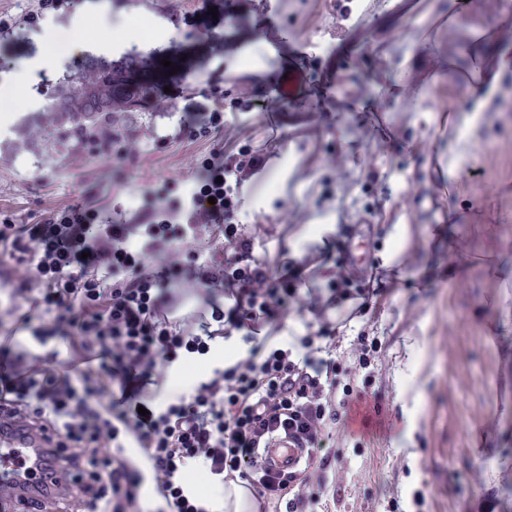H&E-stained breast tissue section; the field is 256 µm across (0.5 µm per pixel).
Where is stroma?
Here are the masks:
<instances>
[{"mask_svg": "<svg viewBox=\"0 0 512 512\" xmlns=\"http://www.w3.org/2000/svg\"><path fill=\"white\" fill-rule=\"evenodd\" d=\"M0 0V90L25 104L0 124V215L33 224L76 204H90L118 223L148 206L179 207L191 180L168 177L218 150L266 149V170L249 186L238 221L253 240L252 258L296 257V242L322 224L368 226L355 234L352 257L385 272L384 296L339 329L332 358H346L359 334L379 337L382 367L375 387L383 430L336 440L338 461L325 472L322 512H512V361L501 352L512 336V24L486 0H354L350 34L308 56L296 42L328 21L323 0ZM216 14H209V7ZM176 11L170 31L144 47L141 68L181 64L163 76L171 112L140 113L128 154L105 157L76 147L68 125L25 146L27 163L4 143L7 129L31 128L64 72L80 76L100 58L93 43L114 25ZM88 22L74 33L73 19ZM88 43L74 49V37ZM61 68L18 79L43 54ZM487 62L497 77L462 109L463 69ZM290 92L284 127L269 134L264 119L243 112L223 131L200 132L204 114L225 104L239 68ZM431 84L405 107L402 82ZM446 109L431 111L432 93ZM385 94L384 121L395 139L368 134L365 112ZM450 177L454 196L433 177ZM490 447H482V437Z\"/></svg>", "mask_w": 512, "mask_h": 512, "instance_id": "obj_1", "label": "stroma"}]
</instances>
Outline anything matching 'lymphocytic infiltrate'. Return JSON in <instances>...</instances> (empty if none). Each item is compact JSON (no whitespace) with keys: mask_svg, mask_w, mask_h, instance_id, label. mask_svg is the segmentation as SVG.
I'll use <instances>...</instances> for the list:
<instances>
[{"mask_svg":"<svg viewBox=\"0 0 512 512\" xmlns=\"http://www.w3.org/2000/svg\"><path fill=\"white\" fill-rule=\"evenodd\" d=\"M265 165L259 150L214 154L199 170L181 225L156 222L151 210L142 212L139 228L100 225L98 210L81 204L35 224L0 219V254L14 263L8 281L15 286L16 328L70 346L65 363L50 352L0 365V404L56 437L47 461L56 477L38 512L67 503L83 512H141L149 482L171 512H208L202 498L185 493L181 472L190 462L210 476L247 481L259 497L287 499L288 512H314L324 482H311L304 470L265 469L257 452L283 433L307 448L310 463L326 468L341 409L370 396L352 383L353 371H374L381 363L380 346L363 336L350 349L348 367L323 357L336 339L327 311L370 299L374 291L355 286L338 236L300 265L245 259L250 243L236 221L239 189ZM202 227L223 234L224 260L184 266L177 244ZM330 257L335 271L326 299L309 308L306 335L285 347L258 344L207 383L161 405L140 387V379L163 376L181 353L206 354L216 334L160 320L171 280L222 288L228 304L215 317L220 331L255 332L287 311L307 266ZM43 315L51 316V326H33Z\"/></svg>","mask_w":512,"mask_h":512,"instance_id":"1","label":"lymphocytic infiltrate"}]
</instances>
